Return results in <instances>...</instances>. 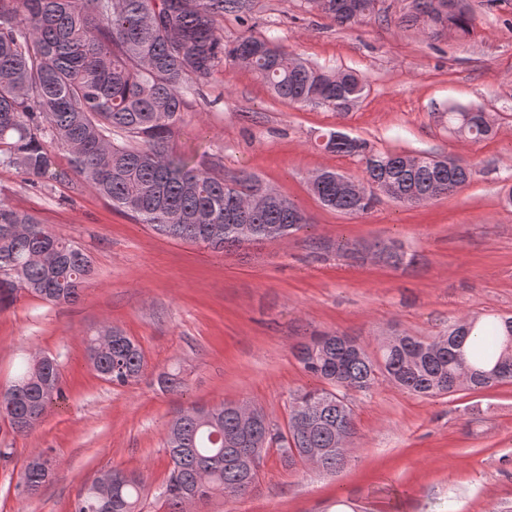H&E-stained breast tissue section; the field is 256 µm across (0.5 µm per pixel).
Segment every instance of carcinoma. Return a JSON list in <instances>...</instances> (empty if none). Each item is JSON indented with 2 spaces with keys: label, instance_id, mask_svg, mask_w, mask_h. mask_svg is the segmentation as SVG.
Masks as SVG:
<instances>
[{
  "label": "carcinoma",
  "instance_id": "obj_1",
  "mask_svg": "<svg viewBox=\"0 0 512 512\" xmlns=\"http://www.w3.org/2000/svg\"><path fill=\"white\" fill-rule=\"evenodd\" d=\"M324 17L348 26L378 14L379 0H308ZM458 7L440 15L434 0H412L405 22L434 33L461 36L474 31V18ZM252 19V0H0V167L13 168L33 186L56 178L52 149L70 155L74 171L112 205L156 233L201 243L214 250L265 240L276 226L288 236L303 225L302 212L283 200L248 216L247 236L231 217L235 200L262 187L243 174L227 183L170 148L188 110L187 92L206 86L218 65L244 68L281 99L325 105L345 112L365 90L347 70L326 72L289 56L268 40L244 35L224 42V15ZM448 131L473 140L489 136L484 113L448 112ZM324 149L360 157L366 181L392 186L396 202L422 205L465 185L472 170L455 158L438 167L429 156H402L373 149L366 141L330 130ZM326 207L346 214L369 211L372 197L336 189V179L312 183ZM394 269L416 255L385 245ZM93 273V260L80 246L54 233L29 212L0 202V310L22 293L56 305L78 301ZM87 359L108 383L129 386L145 368L142 348L118 328L112 342L84 338ZM293 356L321 385L296 392L288 407L287 430L261 416L250 433L240 430L236 404L194 405L168 422L164 448L171 469L162 491L166 512H187L216 494L243 496L257 483L240 449L263 453L277 448L287 464L304 461L303 449L326 448L319 467L336 472L346 458L340 438L357 434L346 393L368 392L388 380L418 396L437 397L462 389L478 391L512 382V316L490 323L463 320L442 336H395L373 356L355 338L335 332L297 343ZM0 420L17 435L42 423L48 404L62 396L59 366L50 359L27 364L3 391ZM38 454L27 462L18 487L32 495L46 483ZM110 482L95 481L78 493L73 512H139L145 491L141 473L115 468Z\"/></svg>",
  "mask_w": 512,
  "mask_h": 512
}]
</instances>
